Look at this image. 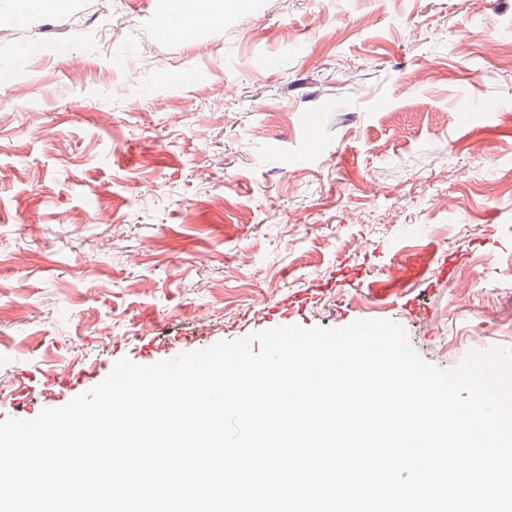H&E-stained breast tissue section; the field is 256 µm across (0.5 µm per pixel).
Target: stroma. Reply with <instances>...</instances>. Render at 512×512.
Listing matches in <instances>:
<instances>
[{
	"label": "stroma",
	"mask_w": 512,
	"mask_h": 512,
	"mask_svg": "<svg viewBox=\"0 0 512 512\" xmlns=\"http://www.w3.org/2000/svg\"><path fill=\"white\" fill-rule=\"evenodd\" d=\"M110 8L89 71L99 0H0V421L286 296L442 369L512 349V0H203L174 33L183 0Z\"/></svg>",
	"instance_id": "35a3bbf8"
}]
</instances>
